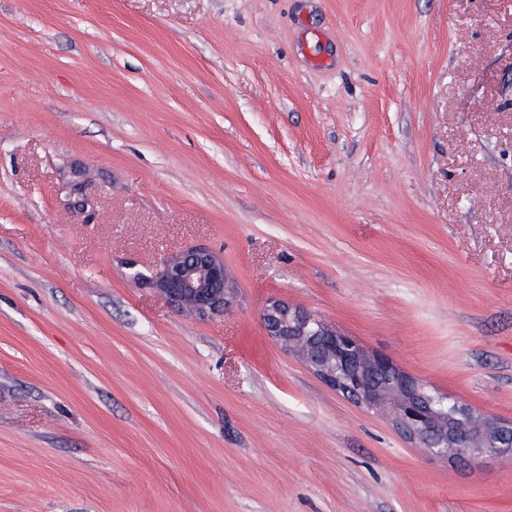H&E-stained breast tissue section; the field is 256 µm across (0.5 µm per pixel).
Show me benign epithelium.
Returning a JSON list of instances; mask_svg holds the SVG:
<instances>
[{"label":"benign epithelium","mask_w":512,"mask_h":512,"mask_svg":"<svg viewBox=\"0 0 512 512\" xmlns=\"http://www.w3.org/2000/svg\"><path fill=\"white\" fill-rule=\"evenodd\" d=\"M138 282L202 316L220 314L227 304L224 259L206 247L167 256L155 276ZM262 323L268 336L295 350L336 390L368 407L392 405L396 426L417 447L435 455L512 454V422L480 416L467 404L432 392L389 360L368 355L354 338L315 314L274 300L263 309Z\"/></svg>","instance_id":"obj_1"}]
</instances>
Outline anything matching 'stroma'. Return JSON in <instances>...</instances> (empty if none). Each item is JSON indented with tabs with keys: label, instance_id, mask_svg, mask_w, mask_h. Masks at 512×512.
Segmentation results:
<instances>
[{
	"label": "stroma",
	"instance_id": "35a3bbf8",
	"mask_svg": "<svg viewBox=\"0 0 512 512\" xmlns=\"http://www.w3.org/2000/svg\"><path fill=\"white\" fill-rule=\"evenodd\" d=\"M272 300L512 422V0H0V512H512ZM133 280L157 288L174 305L199 315L223 313L228 280L224 260L206 247H192L167 256L155 277Z\"/></svg>",
	"mask_w": 512,
	"mask_h": 512
}]
</instances>
